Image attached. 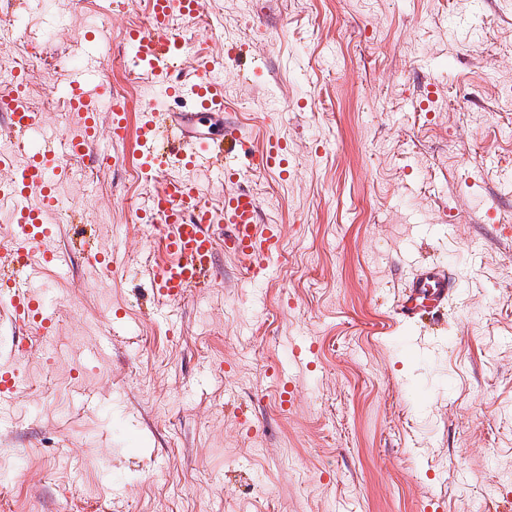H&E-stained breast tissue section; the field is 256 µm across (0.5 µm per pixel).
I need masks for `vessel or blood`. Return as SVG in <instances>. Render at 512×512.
Here are the masks:
<instances>
[{"mask_svg":"<svg viewBox=\"0 0 512 512\" xmlns=\"http://www.w3.org/2000/svg\"><path fill=\"white\" fill-rule=\"evenodd\" d=\"M178 18L201 24L198 0H147V23L127 31L121 56L129 77L165 84L170 98L184 101L183 110L161 112L143 103L134 112L126 100L111 96L109 84L99 85L93 94L76 87L69 98L75 128L67 138L66 153L45 144L20 164L0 154V170L9 173L0 181V200L12 205L11 224L0 229V308L16 324L35 327L45 335L54 326L53 312L35 286L44 267L65 263L69 254L54 248L58 227L48 217L61 205L57 187L68 176L66 154H86L97 137L98 98L111 96V138L134 139L135 159L146 178L173 162L186 167L219 165L232 176L236 170L225 160L243 149L249 152L252 170L282 167L287 146L280 138L269 137L262 147L251 150L241 127L225 124L224 81L214 60L200 57L190 79L173 78L176 60L190 51L188 42L172 28ZM0 111L18 136L39 127L42 120L41 113L27 107L20 80L0 92ZM259 211L260 202L249 191L235 192L212 205L188 180L171 176L159 182L147 204L166 254L148 270L158 301L178 302L191 289L221 281L222 271L214 262L221 250L238 257L251 280L267 278L281 243L276 225L260 223ZM448 289L443 269L417 274L403 305L404 316L414 318L426 302L441 307Z\"/></svg>","mask_w":512,"mask_h":512,"instance_id":"obj_1","label":"vessel or blood"}]
</instances>
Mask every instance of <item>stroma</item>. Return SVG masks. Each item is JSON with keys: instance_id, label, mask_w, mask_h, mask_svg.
Instances as JSON below:
<instances>
[{"instance_id": "obj_1", "label": "stroma", "mask_w": 512, "mask_h": 512, "mask_svg": "<svg viewBox=\"0 0 512 512\" xmlns=\"http://www.w3.org/2000/svg\"><path fill=\"white\" fill-rule=\"evenodd\" d=\"M0 0L49 35L65 100L132 84L121 33L144 0ZM212 28L179 27L225 61L249 144L287 140L288 175L241 188L281 227L268 279H223L158 307L145 272L162 252L139 223L150 181L108 128L63 186L56 247L104 243L122 275L81 254L42 279L55 328L0 318V512H498L512 500V0H199ZM48 112L18 138L61 140ZM105 155L116 166H100ZM452 281L436 317L397 320L416 273ZM294 398L281 409L279 389ZM96 395V405L85 402Z\"/></svg>"}]
</instances>
